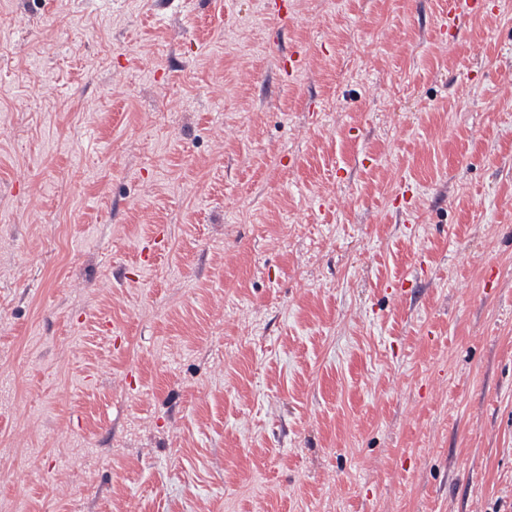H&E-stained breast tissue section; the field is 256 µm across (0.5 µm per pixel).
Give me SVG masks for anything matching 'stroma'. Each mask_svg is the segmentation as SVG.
<instances>
[{"label": "stroma", "mask_w": 512, "mask_h": 512, "mask_svg": "<svg viewBox=\"0 0 512 512\" xmlns=\"http://www.w3.org/2000/svg\"><path fill=\"white\" fill-rule=\"evenodd\" d=\"M264 2L0 0V512H512V15Z\"/></svg>", "instance_id": "obj_1"}]
</instances>
